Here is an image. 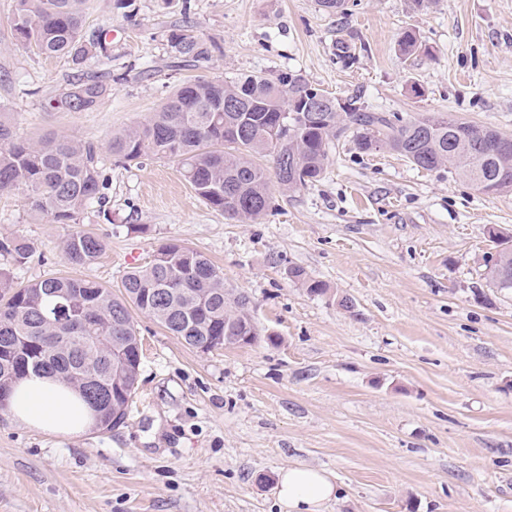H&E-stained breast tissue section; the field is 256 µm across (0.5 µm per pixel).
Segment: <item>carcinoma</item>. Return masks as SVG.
I'll return each instance as SVG.
<instances>
[{"label": "carcinoma", "instance_id": "cac0c4a2", "mask_svg": "<svg viewBox=\"0 0 512 512\" xmlns=\"http://www.w3.org/2000/svg\"><path fill=\"white\" fill-rule=\"evenodd\" d=\"M87 0H15V38L46 57H67L75 72L52 100L59 112H92L108 94V83L83 70L91 59L112 61V46L85 38ZM175 56L200 67L214 46L188 29L166 34ZM399 49L407 57L422 50L411 31ZM313 85L298 75L274 79L259 73L199 77L184 83L146 120L112 135L108 150L122 163L145 156L170 158L198 197L224 216L258 223L271 208L270 185L283 193L314 185L322 176L334 142L352 132L358 148L372 143L394 151L424 170L448 164L480 190L512 192V140L485 128L470 140L472 126L444 117L392 120L360 107L336 112V97L325 91L317 120L292 109ZM18 193L34 216L55 224H77L90 207L109 218L107 184L100 155L90 141L64 136L26 139L0 119V194ZM106 239L76 230L63 242L69 265L84 268L105 252ZM33 252L21 238L0 241V254L23 266ZM290 280L313 295L324 283L303 269L288 270ZM115 295L102 284L75 276L47 275L17 283L0 270V410L4 396L30 376H59L78 389L102 420L124 419L141 364V339L131 310L150 317L187 345L206 352L224 347V337L259 339L250 298L224 287V274L200 252L164 243L144 267H132ZM109 395L98 406L92 387Z\"/></svg>", "mask_w": 512, "mask_h": 512}]
</instances>
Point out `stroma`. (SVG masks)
I'll return each instance as SVG.
<instances>
[{"mask_svg":"<svg viewBox=\"0 0 512 512\" xmlns=\"http://www.w3.org/2000/svg\"><path fill=\"white\" fill-rule=\"evenodd\" d=\"M132 2L89 0L86 35H112L111 64L92 71L114 81L94 111L54 112L72 63L17 42L14 0H0V114L25 137L100 148L112 218L82 215L107 247L80 277L118 289L180 243L250 297L275 341L202 352L136 315L140 374L120 427L53 434L0 411V512H282L291 465L331 475L340 495L325 512H512V291L485 278L489 228L512 235V193L347 136L321 181L274 192L265 220L244 224L204 203L175 160L119 164L108 150L183 80L248 71L512 135V0H347L331 16L316 0ZM186 25L219 47L205 69L173 64L166 35ZM408 30L428 54H400ZM67 232L0 195V239L34 248L20 268L0 256L16 281L67 272ZM292 267L327 293L290 281Z\"/></svg>","mask_w":512,"mask_h":512,"instance_id":"stroma-1","label":"stroma"}]
</instances>
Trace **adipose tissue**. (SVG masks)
Wrapping results in <instances>:
<instances>
[{
    "label": "adipose tissue",
    "mask_w": 512,
    "mask_h": 512,
    "mask_svg": "<svg viewBox=\"0 0 512 512\" xmlns=\"http://www.w3.org/2000/svg\"><path fill=\"white\" fill-rule=\"evenodd\" d=\"M7 410L22 424L49 432L79 433L91 427L90 412L79 405L68 384L35 379L15 388ZM336 487L324 471L302 465L283 469L278 499L287 512H322Z\"/></svg>",
    "instance_id": "ef3b65f1"
}]
</instances>
